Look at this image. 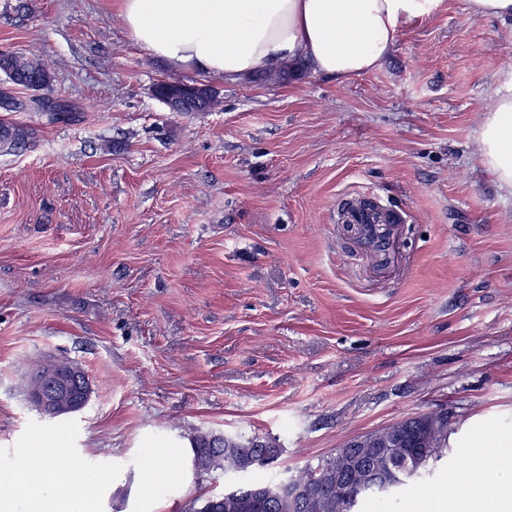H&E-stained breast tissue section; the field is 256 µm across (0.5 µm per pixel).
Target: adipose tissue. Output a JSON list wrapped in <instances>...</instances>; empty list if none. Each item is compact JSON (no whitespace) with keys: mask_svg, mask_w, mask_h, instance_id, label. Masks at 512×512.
Wrapping results in <instances>:
<instances>
[{"mask_svg":"<svg viewBox=\"0 0 512 512\" xmlns=\"http://www.w3.org/2000/svg\"><path fill=\"white\" fill-rule=\"evenodd\" d=\"M439 0H122L133 41L169 68L243 78L308 62L314 72L340 79L377 69L398 36L429 16ZM487 169L512 188V95L490 109L479 142ZM149 467L137 502L158 512L166 488L193 480L188 449L148 448ZM181 463L171 468L169 456ZM27 485L17 470L0 471V512H104L112 483L107 470L60 469L54 449L38 441ZM474 462L451 478L441 512H512V454L473 450ZM498 479L487 483L485 473Z\"/></svg>","mask_w":512,"mask_h":512,"instance_id":"1","label":"adipose tissue"}]
</instances>
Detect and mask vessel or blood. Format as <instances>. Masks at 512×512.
<instances>
[{"instance_id": "vessel-or-blood-1", "label": "vessel or blood", "mask_w": 512, "mask_h": 512, "mask_svg": "<svg viewBox=\"0 0 512 512\" xmlns=\"http://www.w3.org/2000/svg\"><path fill=\"white\" fill-rule=\"evenodd\" d=\"M345 221L354 227L361 249L373 255L378 267L391 263L397 226L403 221L400 212L382 207L365 210L350 205L345 211Z\"/></svg>"}]
</instances>
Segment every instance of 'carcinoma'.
Instances as JSON below:
<instances>
[{"label": "carcinoma", "instance_id": "carcinoma-1", "mask_svg": "<svg viewBox=\"0 0 512 512\" xmlns=\"http://www.w3.org/2000/svg\"><path fill=\"white\" fill-rule=\"evenodd\" d=\"M0 71L10 81L28 90L47 88L52 82L51 70L39 58L0 54ZM195 102L188 108L190 112H206L217 104L216 91L207 84H200L194 89ZM23 139V131L6 123H0V145L15 146ZM419 438L406 444L402 453L410 457L424 454L426 447L434 450L436 461L448 449V428L440 422H434L433 414L420 415L418 421ZM192 442L193 462L198 472L203 474L246 473L255 468L252 457L262 450H268L274 457H279L282 448L267 438L259 435L226 436L212 432L195 431L189 435ZM296 484H313L327 481L331 489L320 496V502L312 507H300L288 501L287 484L281 478H272L266 482L241 484L231 489V494H212L196 499L199 507L194 512H357V507L366 499L385 496L396 487L403 485L397 481L385 485L383 479L372 484H356L350 490L346 500L336 497V457L327 455L318 460L316 465H308L292 476Z\"/></svg>", "mask_w": 512, "mask_h": 512}]
</instances>
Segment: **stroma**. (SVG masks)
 I'll return each instance as SVG.
<instances>
[{
	"mask_svg": "<svg viewBox=\"0 0 512 512\" xmlns=\"http://www.w3.org/2000/svg\"><path fill=\"white\" fill-rule=\"evenodd\" d=\"M48 60L41 93L0 91L23 128L0 148V468L59 437L119 479L126 512L142 450L191 430L259 434L270 468L195 474L161 512L240 480L286 477L403 418L448 415V454L422 486L362 512H412L448 489L465 450L512 449V189L478 144L512 90V19L441 0L375 71L304 62L287 82L172 71L131 41L121 0H0V51ZM212 86L173 112L171 78ZM71 105L73 122L29 107ZM403 211L377 271L340 220L346 200ZM94 382L82 411L46 420L24 376L51 357ZM186 84L188 86L194 87L193 84ZM197 84L200 86V88L194 87L195 95L193 97H189L192 100L195 99V102L184 112H206L211 110L218 102L216 91L211 86L203 83Z\"/></svg>",
	"mask_w": 512,
	"mask_h": 512,
	"instance_id": "1",
	"label": "stroma"
}]
</instances>
